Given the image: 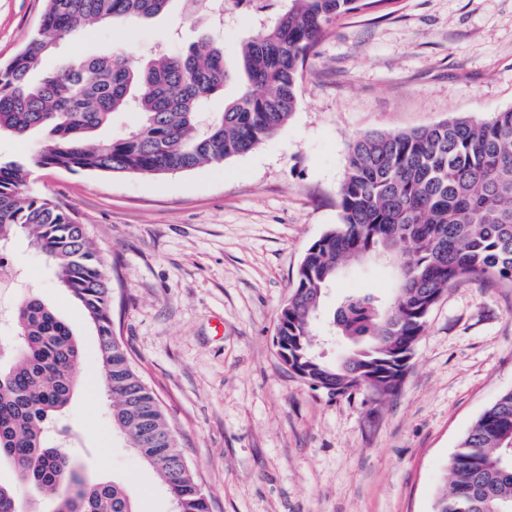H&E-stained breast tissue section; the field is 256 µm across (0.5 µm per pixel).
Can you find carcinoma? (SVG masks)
<instances>
[{"mask_svg":"<svg viewBox=\"0 0 512 512\" xmlns=\"http://www.w3.org/2000/svg\"><path fill=\"white\" fill-rule=\"evenodd\" d=\"M173 2L46 0L41 32L0 66V133L47 131L30 158L0 159V242L20 230L55 262L59 283L96 329L112 427L157 472L180 512H210L207 494L180 465L158 398L115 334L112 286L88 227L69 207L27 193V183L35 167L157 176L221 166L253 150L296 111L305 65L329 26L381 0H291L241 45L233 71L224 47L210 43L160 53L144 68L129 53L66 60L30 81L57 42L102 22L153 18ZM230 80L239 94L222 112H202L203 101ZM129 108L142 115L137 128L95 138ZM340 198L341 223L307 248L279 311L278 355L314 388L391 395L426 331L424 311L448 288L463 276L512 286V109L355 139ZM373 256L396 266V295L387 306L369 296L340 303L334 333L356 348L330 364L314 354L312 339L325 290L344 266ZM14 320L21 347L0 369V460L16 482L48 496L52 512H135L122 485H86L75 456L49 444V429L77 385L80 348L70 325L35 296L16 308ZM360 375L369 378L361 387ZM0 512H28L1 483ZM434 512H512V389L483 410L452 453Z\"/></svg>","mask_w":512,"mask_h":512,"instance_id":"obj_1","label":"carcinoma"}]
</instances>
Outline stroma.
<instances>
[{"mask_svg":"<svg viewBox=\"0 0 512 512\" xmlns=\"http://www.w3.org/2000/svg\"><path fill=\"white\" fill-rule=\"evenodd\" d=\"M45 0H0V64L40 28ZM269 14L248 8L103 24L42 61L129 52L140 63L206 39L235 66ZM288 123L223 166L163 176L34 169L30 194L71 207L112 282V316L159 399L211 512H433L472 423L512 388V287L467 278L427 319L400 391L333 396L288 373L277 317L309 245L341 221L351 143L512 109V0H387L341 16L308 60ZM0 309L42 299L72 326L79 380L54 443L88 483L124 485L136 512H173L156 474L112 429L98 336L24 234ZM392 266L345 267L325 314L352 295L390 302Z\"/></svg>","mask_w":512,"mask_h":512,"instance_id":"1","label":"stroma"}]
</instances>
